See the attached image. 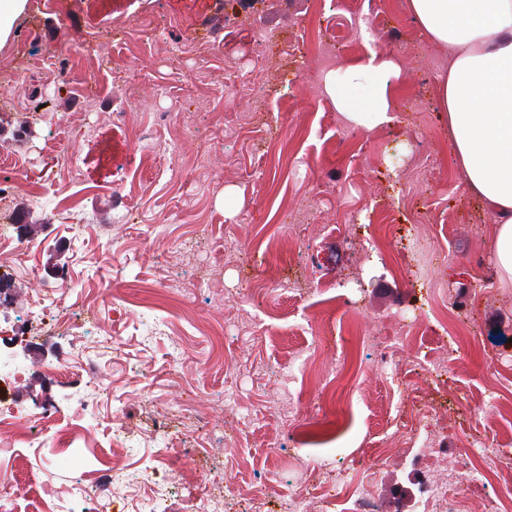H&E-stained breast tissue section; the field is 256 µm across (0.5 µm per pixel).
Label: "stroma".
Wrapping results in <instances>:
<instances>
[{"mask_svg": "<svg viewBox=\"0 0 512 512\" xmlns=\"http://www.w3.org/2000/svg\"><path fill=\"white\" fill-rule=\"evenodd\" d=\"M54 10L26 0L0 39V180L15 183L10 209L34 234L15 232L26 248L27 272L0 300V322L25 330L14 349L25 366L23 385L0 378V406L22 400L28 414L49 403L68 410L76 402L112 421V405L97 388L106 375L121 397L122 430L138 472L155 451L146 437L166 422L188 475L232 476L245 490L271 491L269 508L297 484L289 461L301 455L330 460L351 471L357 452L372 453L392 435L393 419L417 408L436 411L434 427H447L445 461L461 463L473 438L512 447V280L500 278L492 258L496 226L482 201L462 185L448 148V115L437 95L440 75L424 47L428 37L408 0H375L384 52L400 62L394 82L397 120L374 139L339 143L329 99L292 94L299 63L288 52L323 20L313 0H62ZM271 28L279 47L271 60L255 56L251 33ZM61 59L56 72L45 53ZM249 72L261 105L224 88V70ZM199 97L182 99L185 74ZM135 89L157 99L159 111L179 104L177 124L193 129L180 151L192 162L210 146L212 165L184 181L132 164L133 134L153 124L133 113L125 124L109 119L122 93ZM84 122L87 133L67 137ZM76 160L72 186L35 205L27 190L56 168L58 153ZM121 191H112L115 180ZM343 190L342 197L329 186ZM311 201L308 224H282L280 213ZM84 210L88 223L73 224ZM359 209L369 223L350 224ZM135 223L116 224V212ZM230 245L245 262L215 266ZM175 279L192 287L191 312L176 316L172 299L155 286ZM295 280L302 289L290 292ZM258 285L248 311L260 334L241 330L233 300L245 283ZM76 287L92 316L75 341L52 338L30 299L41 292L64 297ZM127 291L113 309L111 291ZM448 307V324H425L404 346L418 363L396 382L379 370L377 351L359 347L360 389L329 409L322 406L321 373L336 324L372 330L396 313ZM459 336L461 351L439 386L422 365L446 356L445 334ZM89 358L78 387L44 376L70 347ZM180 353L172 380L167 362ZM294 400L301 424L290 427L269 402ZM205 407L208 432L186 431L163 419L177 404ZM210 447L204 460L196 448ZM394 462L378 465L375 495L382 512H419L427 460L413 448H395ZM19 484L30 478L57 485L77 475L66 454H49L34 470L20 453Z\"/></svg>", "mask_w": 512, "mask_h": 512, "instance_id": "1", "label": "stroma"}]
</instances>
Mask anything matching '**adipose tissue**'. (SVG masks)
Instances as JSON below:
<instances>
[{
	"mask_svg": "<svg viewBox=\"0 0 512 512\" xmlns=\"http://www.w3.org/2000/svg\"><path fill=\"white\" fill-rule=\"evenodd\" d=\"M408 4L427 37L448 49L438 79L448 144L463 185L492 215L496 263L512 280V0ZM401 74L393 55L374 52L331 78L326 91L337 111L371 130L392 122L391 82Z\"/></svg>",
	"mask_w": 512,
	"mask_h": 512,
	"instance_id": "obj_1",
	"label": "adipose tissue"
}]
</instances>
